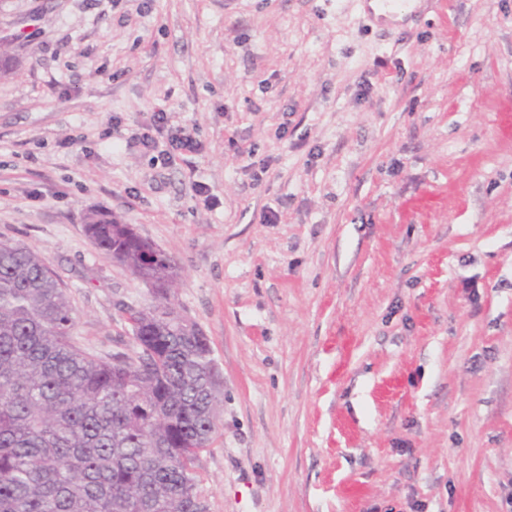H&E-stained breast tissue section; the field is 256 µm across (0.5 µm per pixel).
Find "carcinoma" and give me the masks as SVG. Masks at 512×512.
<instances>
[{
  "label": "carcinoma",
  "instance_id": "1",
  "mask_svg": "<svg viewBox=\"0 0 512 512\" xmlns=\"http://www.w3.org/2000/svg\"><path fill=\"white\" fill-rule=\"evenodd\" d=\"M96 216L85 233L151 285L129 308L135 359L74 341L75 309L45 256L0 241V512H206L196 451L218 432L212 347L170 302L178 266Z\"/></svg>",
  "mask_w": 512,
  "mask_h": 512
}]
</instances>
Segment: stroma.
Returning a JSON list of instances; mask_svg holds the SVG:
<instances>
[{
    "label": "stroma",
    "instance_id": "stroma-1",
    "mask_svg": "<svg viewBox=\"0 0 512 512\" xmlns=\"http://www.w3.org/2000/svg\"><path fill=\"white\" fill-rule=\"evenodd\" d=\"M364 14L0 0V240L43 253L98 356L151 295L90 216L175 260L222 380L209 512H512V0ZM159 107L200 152L130 145Z\"/></svg>",
    "mask_w": 512,
    "mask_h": 512
}]
</instances>
